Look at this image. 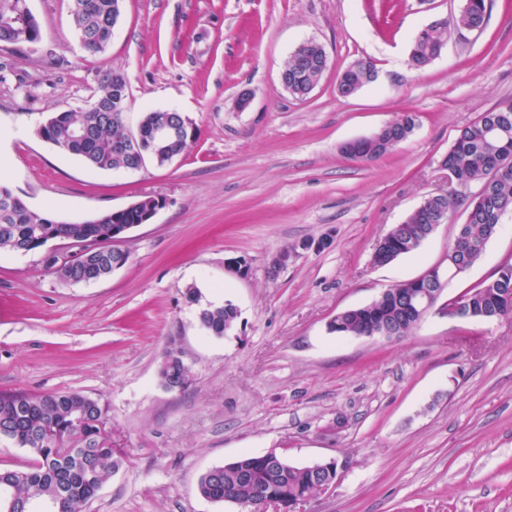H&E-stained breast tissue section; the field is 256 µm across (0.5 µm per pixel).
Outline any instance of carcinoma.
<instances>
[{
  "mask_svg": "<svg viewBox=\"0 0 512 512\" xmlns=\"http://www.w3.org/2000/svg\"><path fill=\"white\" fill-rule=\"evenodd\" d=\"M117 0H72L71 16L82 47L90 54L105 50L108 31L118 22ZM27 0H0V49L15 50L18 35L26 32L31 39L41 40L36 17L25 9ZM482 0H472L469 9L460 12L456 25L469 29L481 23ZM447 24L438 23L421 31L414 41L410 64L423 67L440 45L445 43ZM305 47H297L284 69L288 73V92L296 98L307 97L319 83L324 68L300 65ZM376 72L372 61L361 59L342 72L353 83L365 86ZM96 93L88 102L73 110L59 113L50 123L42 122L37 134L44 140L70 144L67 154L80 159L88 167L101 171H120L124 166L143 159L163 166L180 155L187 142L196 135L178 136L161 155L141 149V142L151 128L160 123L177 125L182 114L168 110L147 112L138 127L127 128L125 113L116 111L115 100L127 98L124 75L114 69L96 73ZM413 115L405 112L392 121L386 137L396 143L407 139L413 131ZM512 105L497 106L463 127L450 147L448 160L456 171L458 192L448 201L435 202L429 211H413L400 224L399 235L387 255L388 262L417 250L427 239L426 225L452 221L457 204H466L469 220L457 225L450 249L469 270L484 254L489 240L497 233L496 213L512 212ZM341 154L359 162H373L392 149L369 144L361 149H340ZM485 189V201L475 205L473 184ZM155 199L146 197L139 208L122 216L125 224H138L142 214L152 208ZM98 223L57 222L30 209L12 188L0 182V252L29 254L38 252V238L47 232L65 241L77 243L98 239L99 250L65 271L46 266L64 282L80 283L101 280L112 274V213L97 217ZM474 312L486 320L501 310L503 297L512 296V278L501 279L493 273L465 292ZM339 325L332 331L341 336H369L383 329L400 339L417 325L405 309L403 299L391 301L378 297L370 304L338 312ZM239 312L232 302L200 309L198 322L207 335L222 338L237 325ZM171 343L159 362L157 375L161 386L176 385L184 373V362L174 354ZM107 410L98 401L78 392H0V437L14 441L26 450L30 463L17 468L0 469V497L9 494L14 512H38L31 505L39 500L53 505V512H85L103 483L118 471L121 456L103 442L101 432ZM317 480L304 466L283 459L274 463L260 455H245L237 461L216 466L199 479L201 497L215 503L231 498L246 512H266L267 503L259 490L269 492L280 512H288L291 503L306 501L318 493Z\"/></svg>",
  "mask_w": 512,
  "mask_h": 512,
  "instance_id": "obj_1",
  "label": "carcinoma"
}]
</instances>
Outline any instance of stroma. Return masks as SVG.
I'll return each instance as SVG.
<instances>
[{"instance_id":"1","label":"stroma","mask_w":512,"mask_h":512,"mask_svg":"<svg viewBox=\"0 0 512 512\" xmlns=\"http://www.w3.org/2000/svg\"><path fill=\"white\" fill-rule=\"evenodd\" d=\"M39 50L0 51V181L54 219L85 221L147 196L167 201L122 242L106 279L65 283L36 254H0V391H79L107 409L106 442L124 461L86 512H242L197 490L246 454L305 465L335 459L336 485L296 512H512V319L429 314L400 340L329 328L341 310L433 266L455 227L378 266L376 244L431 194L458 131L512 103V0H489L482 32L454 26L464 0H122L104 52L84 51L69 0H28ZM448 22L442 54L409 66L420 30ZM321 43L327 68L303 99L282 86L289 55ZM378 78L337 92L353 61ZM100 69L127 81V121L175 110L199 128L179 156L134 172L89 169L36 133L82 106ZM249 91L245 110L235 106ZM415 128L391 154L343 157L402 113ZM291 258L277 274L270 259ZM512 262V216L484 256L449 281L451 298ZM199 303L184 299L187 287ZM232 302L235 331L199 326ZM177 342L193 374L166 391L157 368ZM239 312L232 302L222 306L209 305L200 309L198 322L207 335L221 338L229 335L237 325Z\"/></svg>"}]
</instances>
